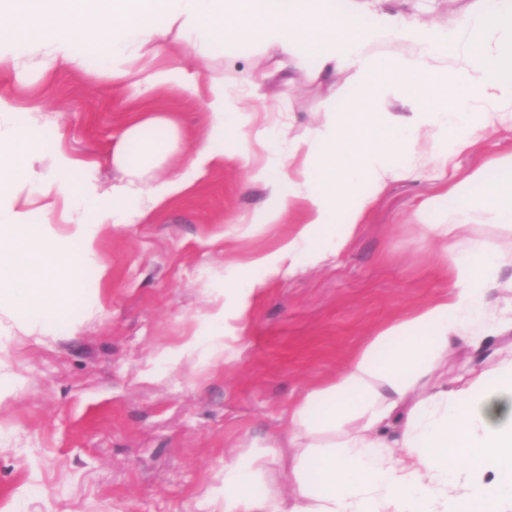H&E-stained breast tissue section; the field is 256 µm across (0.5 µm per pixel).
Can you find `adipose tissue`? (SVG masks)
I'll return each mask as SVG.
<instances>
[{
	"label": "adipose tissue",
	"instance_id": "adipose-tissue-1",
	"mask_svg": "<svg viewBox=\"0 0 512 512\" xmlns=\"http://www.w3.org/2000/svg\"><path fill=\"white\" fill-rule=\"evenodd\" d=\"M392 43L384 59L370 45ZM201 58L217 49H276L288 63L317 72H350L337 98L322 103L334 118L288 152L305 155L294 173L275 155L252 172L267 192L254 224L279 223L302 203L304 223L277 252L259 260L263 276L232 291L217 309L209 350L223 352L229 321L243 322L266 280L326 262L362 224L390 183L443 171L496 126L512 124V0H477L464 18L429 24L371 0H0V74L34 64L102 76L156 94L178 87L200 100L208 128L189 164L151 177L176 147L167 118L131 123L113 159L123 179L102 190L95 162L59 149V127L41 109L19 111L0 94V312L21 306L28 320L55 315L64 287L98 288L102 272L75 268L70 242L92 251L104 224H135L187 190L229 141L249 147L253 118L244 96L260 74L228 89L208 69L162 66L165 45ZM392 94L401 112L380 111ZM52 151L53 165L34 164ZM497 178H490V170ZM446 216L447 251L456 259L448 292L411 317L387 325L346 362L335 381L308 392L288 417L285 460L292 493L281 497L257 479V459L224 464V512H512V361L490 373L453 379L437 371L449 350L493 359L512 347V316L491 296L506 254L486 245L459 250L453 232L482 216L512 224V151L477 165L423 203ZM69 226L54 228L55 216ZM357 431L320 449L316 439L350 421Z\"/></svg>",
	"mask_w": 512,
	"mask_h": 512
}]
</instances>
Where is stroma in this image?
I'll return each instance as SVG.
<instances>
[{
    "label": "stroma",
    "mask_w": 512,
    "mask_h": 512,
    "mask_svg": "<svg viewBox=\"0 0 512 512\" xmlns=\"http://www.w3.org/2000/svg\"><path fill=\"white\" fill-rule=\"evenodd\" d=\"M474 3L391 0L441 24ZM210 64L231 86L242 71L263 74L257 94L275 111L255 124L278 121L298 142L329 120L319 104L345 81L288 70L271 52L218 51ZM0 92L58 121L61 149L96 160L105 190L121 176L112 154L132 121L162 115L178 127L161 176L190 161L208 124L200 102L178 89L149 95L63 70L1 77ZM277 146L274 138L252 144L244 159L227 144L223 163L141 223L103 227L90 262L104 272L93 300L73 297L34 326L20 311L0 320V512H220L224 462L250 452L260 482L285 492L288 473L272 446L296 403L335 380L382 328L448 287L452 255L443 234L423 236L420 200L511 150L512 128L491 130L446 174L392 183L337 256L267 281L245 330L211 358L204 349L225 288L260 277L256 259L303 221L297 208L277 224L246 221L267 200L250 166ZM190 341L197 351L170 358Z\"/></svg>",
    "instance_id": "obj_1"
}]
</instances>
